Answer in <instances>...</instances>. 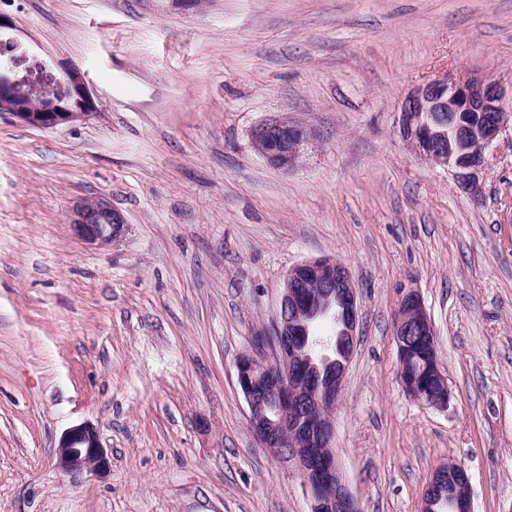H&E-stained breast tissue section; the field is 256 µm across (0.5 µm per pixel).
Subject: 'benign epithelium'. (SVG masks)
Returning <instances> with one entry per match:
<instances>
[{
	"mask_svg": "<svg viewBox=\"0 0 512 512\" xmlns=\"http://www.w3.org/2000/svg\"><path fill=\"white\" fill-rule=\"evenodd\" d=\"M65 95L38 105L21 100L15 92L16 78L9 69L0 71V110L26 126L47 130L85 121L97 113L98 104L80 72L63 76ZM512 93L488 77L437 75L411 89L398 113L399 133L419 157L453 172L460 186L480 192L478 173L488 165V150L509 125L504 102ZM475 112L472 126L453 128L468 149H448V114ZM307 127L279 120L258 126L252 134L255 150L266 162L281 170L295 167L308 143ZM77 237L100 247L121 236L124 221L106 200L81 201L68 217ZM334 315L341 322L340 340L345 355L327 363L308 353V327ZM358 320L356 290L347 268L335 258L323 256L294 266L285 280L280 306L271 327L255 332L250 353L236 362V381L249 407V424L261 447L286 462H295L311 498V512H356L357 502L342 481L334 439V412L342 395L346 372L354 353ZM427 326L431 343L436 333L416 290H404L395 320L400 338L413 323ZM436 377L440 397L429 399L417 387L402 383L406 393L437 408L447 407L450 392L442 370ZM59 469L70 475L110 472V459L101 446L96 427L74 425L63 432L56 447ZM450 489L451 512H472L471 483L459 464L440 467L428 485L432 494Z\"/></svg>",
	"mask_w": 512,
	"mask_h": 512,
	"instance_id": "obj_1",
	"label": "benign epithelium"
}]
</instances>
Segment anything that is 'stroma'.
<instances>
[{"label":"stroma","mask_w":512,"mask_h":512,"mask_svg":"<svg viewBox=\"0 0 512 512\" xmlns=\"http://www.w3.org/2000/svg\"><path fill=\"white\" fill-rule=\"evenodd\" d=\"M14 44L78 69L96 116L0 114V512H311L294 462L262 448L235 376L295 265L332 256L357 290L335 415L360 512H422L463 464L473 512H512V128L480 192L414 155L406 93L445 71L512 83V0H0ZM311 133L290 170L253 130ZM124 219L78 238L75 202ZM420 295L450 401L399 380L395 311ZM93 424L98 478L57 467ZM68 221L77 237L100 247L111 245L124 228L122 216L102 198L78 202ZM59 469L70 475L110 472V459L101 446L96 427L90 423L74 425L63 432L56 447Z\"/></svg>","instance_id":"35a3bbf8"}]
</instances>
